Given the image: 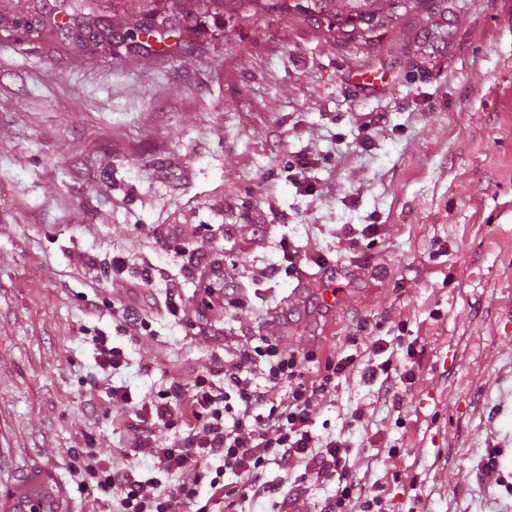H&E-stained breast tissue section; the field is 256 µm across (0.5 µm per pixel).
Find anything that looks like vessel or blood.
I'll return each mask as SVG.
<instances>
[{
  "instance_id": "1",
  "label": "vessel or blood",
  "mask_w": 512,
  "mask_h": 512,
  "mask_svg": "<svg viewBox=\"0 0 512 512\" xmlns=\"http://www.w3.org/2000/svg\"><path fill=\"white\" fill-rule=\"evenodd\" d=\"M66 494L51 471L27 467L6 491L0 492V512H67Z\"/></svg>"
}]
</instances>
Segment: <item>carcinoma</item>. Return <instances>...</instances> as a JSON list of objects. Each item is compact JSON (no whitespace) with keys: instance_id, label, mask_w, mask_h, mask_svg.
Listing matches in <instances>:
<instances>
[{"instance_id":"obj_1","label":"carcinoma","mask_w":512,"mask_h":512,"mask_svg":"<svg viewBox=\"0 0 512 512\" xmlns=\"http://www.w3.org/2000/svg\"><path fill=\"white\" fill-rule=\"evenodd\" d=\"M211 7L243 19L257 15H308L344 37L370 47L379 31L400 13L431 12L439 9L434 0H167L159 13L144 0L139 19L126 22L114 12L112 19L99 14L93 0H42V7L24 17L0 14V31L16 38V27L25 23L26 32L38 30L50 38H61L73 50L107 51L127 56L155 50V44L183 45L184 24L198 8Z\"/></svg>"}]
</instances>
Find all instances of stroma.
Listing matches in <instances>:
<instances>
[{
  "mask_svg": "<svg viewBox=\"0 0 512 512\" xmlns=\"http://www.w3.org/2000/svg\"><path fill=\"white\" fill-rule=\"evenodd\" d=\"M189 40L124 58L0 36V489L38 463L70 512H95L74 449L123 461L142 404L216 370L225 344L276 336L360 365L381 338L412 382L382 396L352 368L315 434L349 442L383 512H512V0L408 13L371 49L288 14L202 10ZM301 156L309 194L288 172ZM346 224L379 230L354 244ZM286 242L298 273L262 278ZM117 255L128 280L151 268L149 292L113 286ZM215 269L245 313L209 300ZM92 300L148 324L89 318ZM303 471L235 480L242 512H268L253 494L271 480L319 512L337 482ZM92 341H94L97 350L99 366L103 370L111 368L113 371L123 365L125 362L123 351L118 347H110L107 336H93Z\"/></svg>",
  "mask_w": 512,
  "mask_h": 512,
  "instance_id": "stroma-1",
  "label": "stroma"
}]
</instances>
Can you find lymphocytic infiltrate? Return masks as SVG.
<instances>
[{"label":"lymphocytic infiltrate","mask_w":512,"mask_h":512,"mask_svg":"<svg viewBox=\"0 0 512 512\" xmlns=\"http://www.w3.org/2000/svg\"><path fill=\"white\" fill-rule=\"evenodd\" d=\"M285 351L273 336L257 345L235 348L220 371L223 385L196 375L190 388L178 382L159 391L149 407L147 427L175 428L186 416L195 426L180 443L160 447L139 442L132 460L105 465L99 449L86 446L74 454L72 467L81 490L92 495L97 512H238L234 493L223 490L226 475L250 478L267 465L303 463L305 476L338 479L336 492L321 512H370L377 499L349 476L346 442L320 441L313 431L320 400L353 368L354 355L325 360L316 378H308L304 361L314 360ZM283 398H274L277 389ZM151 470L141 478L140 469ZM209 483L212 495L200 502L199 488Z\"/></svg>","instance_id":"obj_1"}]
</instances>
